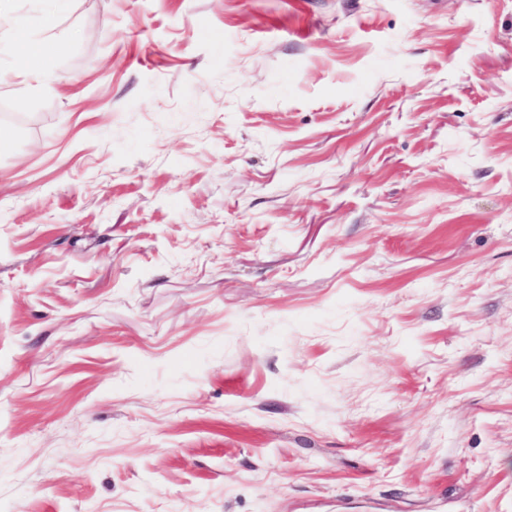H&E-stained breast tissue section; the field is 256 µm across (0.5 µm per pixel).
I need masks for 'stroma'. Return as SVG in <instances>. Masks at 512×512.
I'll return each mask as SVG.
<instances>
[{
    "instance_id": "35a3bbf8",
    "label": "stroma",
    "mask_w": 512,
    "mask_h": 512,
    "mask_svg": "<svg viewBox=\"0 0 512 512\" xmlns=\"http://www.w3.org/2000/svg\"><path fill=\"white\" fill-rule=\"evenodd\" d=\"M0 512H512V0H15ZM12 10V0L0 1V21L10 23L13 29V39L10 42L17 46L21 57L20 71L36 81H43L52 74L62 43L52 39L28 40L24 21L14 16Z\"/></svg>"
}]
</instances>
